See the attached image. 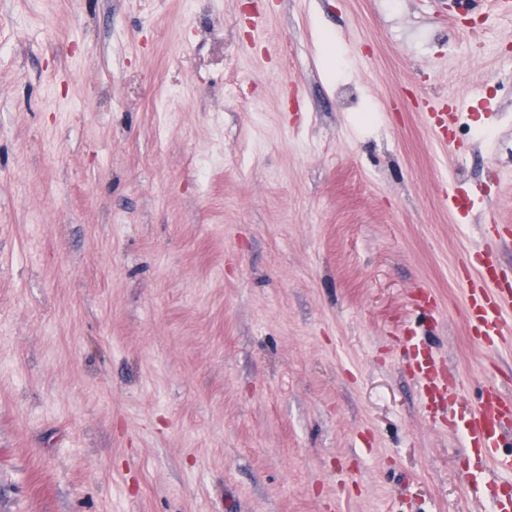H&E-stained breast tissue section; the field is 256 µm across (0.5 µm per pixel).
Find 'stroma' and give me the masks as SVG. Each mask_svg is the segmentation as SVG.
Segmentation results:
<instances>
[{"label":"stroma","mask_w":512,"mask_h":512,"mask_svg":"<svg viewBox=\"0 0 512 512\" xmlns=\"http://www.w3.org/2000/svg\"><path fill=\"white\" fill-rule=\"evenodd\" d=\"M493 223L478 0H0V512H491L450 426L512 350L451 271Z\"/></svg>","instance_id":"obj_1"}]
</instances>
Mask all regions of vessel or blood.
I'll return each mask as SVG.
<instances>
[{
    "mask_svg": "<svg viewBox=\"0 0 512 512\" xmlns=\"http://www.w3.org/2000/svg\"><path fill=\"white\" fill-rule=\"evenodd\" d=\"M464 307L472 323L483 334L484 344H512V291L501 288L490 273L474 276L470 265L462 267ZM461 433L469 448L476 450L485 466L512 474V452L502 440L512 429V398L498 390L487 391L478 402H460Z\"/></svg>",
    "mask_w": 512,
    "mask_h": 512,
    "instance_id": "b4317fda",
    "label": "vessel or blood"
}]
</instances>
